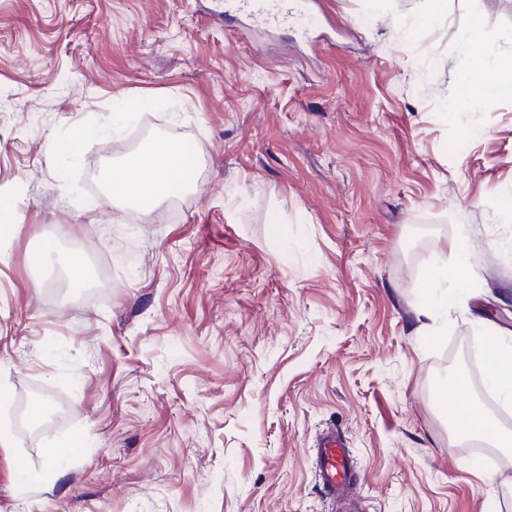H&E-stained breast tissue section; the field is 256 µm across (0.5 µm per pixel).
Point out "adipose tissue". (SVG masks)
Returning <instances> with one entry per match:
<instances>
[{"label":"adipose tissue","instance_id":"obj_1","mask_svg":"<svg viewBox=\"0 0 512 512\" xmlns=\"http://www.w3.org/2000/svg\"><path fill=\"white\" fill-rule=\"evenodd\" d=\"M512 64V53L491 64L478 60L476 79L470 80L458 98L455 107H472L476 95L504 96L512 93V80H504L501 72ZM184 156L180 144L173 140H159L131 165L112 175L109 193L112 199L126 201L147 211L159 210L180 185ZM490 353L488 385L490 391L506 406L512 405V333L499 330L489 335Z\"/></svg>","mask_w":512,"mask_h":512}]
</instances>
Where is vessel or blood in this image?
I'll use <instances>...</instances> for the list:
<instances>
[{
    "label": "vessel or blood",
    "instance_id": "1",
    "mask_svg": "<svg viewBox=\"0 0 512 512\" xmlns=\"http://www.w3.org/2000/svg\"><path fill=\"white\" fill-rule=\"evenodd\" d=\"M238 13L261 16L264 23L283 25L296 12L294 0H235ZM319 488L342 512H366L364 496L355 479L351 448L336 430L325 432L309 452Z\"/></svg>",
    "mask_w": 512,
    "mask_h": 512
}]
</instances>
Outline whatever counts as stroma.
I'll use <instances>...</instances> for the list:
<instances>
[{
	"instance_id": "35a3bbf8",
	"label": "stroma",
	"mask_w": 512,
	"mask_h": 512,
	"mask_svg": "<svg viewBox=\"0 0 512 512\" xmlns=\"http://www.w3.org/2000/svg\"><path fill=\"white\" fill-rule=\"evenodd\" d=\"M447 2L417 28L428 0H323L259 49L213 0H0V512H330V425L368 512H512V447L476 466L437 394L458 338L512 331V96L452 109L512 0ZM161 138L184 185L112 202ZM457 241L473 277L439 304Z\"/></svg>"
}]
</instances>
